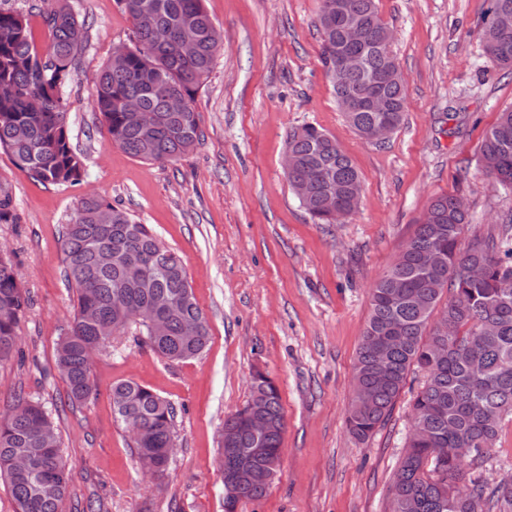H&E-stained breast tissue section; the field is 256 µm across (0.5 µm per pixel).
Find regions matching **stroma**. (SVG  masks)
Returning <instances> with one entry per match:
<instances>
[{
    "instance_id": "obj_1",
    "label": "stroma",
    "mask_w": 512,
    "mask_h": 512,
    "mask_svg": "<svg viewBox=\"0 0 512 512\" xmlns=\"http://www.w3.org/2000/svg\"><path fill=\"white\" fill-rule=\"evenodd\" d=\"M86 22V47L65 89L71 142L87 175L77 185L33 180L0 151V195L17 223H0V248L16 263L30 306L22 357L0 362V411L15 394L54 414L72 465L62 512H224L218 465L226 417L250 399L263 371L276 384L287 428L266 494L240 512H388L389 489L424 376L411 372L391 416L368 439L347 426L356 354L371 290L431 200L461 196L463 242L512 213V194L486 175L479 149L512 108V71L485 53L479 29L488 0H377L406 79L401 125L385 142L346 122L320 61V0H205L224 50L194 102L202 136L177 160L144 162L113 143L93 102V78L132 24L115 0H67ZM334 135L362 180L358 209L337 224L313 223L284 173L293 128ZM97 195L151 225L180 256L210 339L199 356L169 362L129 336L97 353V394L71 403L55 362L75 315L62 230L80 201ZM144 385L178 409L168 473L144 476L111 388ZM467 479H512V422Z\"/></svg>"
}]
</instances>
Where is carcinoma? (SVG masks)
<instances>
[{
	"instance_id": "cac0c4a2",
	"label": "carcinoma",
	"mask_w": 512,
	"mask_h": 512,
	"mask_svg": "<svg viewBox=\"0 0 512 512\" xmlns=\"http://www.w3.org/2000/svg\"><path fill=\"white\" fill-rule=\"evenodd\" d=\"M132 21L135 43L127 55L113 52L93 78L94 105L112 141L148 162L173 161L200 140L195 95L208 77L224 38L204 0H116ZM512 0H489L480 38L486 54L512 70ZM362 38L348 39L350 22ZM50 43L37 48L29 19L0 8V150L33 179L74 184L86 176L74 151L63 89L71 80L83 46L74 42L77 16L59 3L44 13ZM198 34L194 54L176 50L179 32ZM318 28L321 62L345 52L360 65L341 80L331 74L336 100L377 99L386 111L347 112V122L367 141L385 122L398 126L405 111V81L379 16L375 0H321ZM174 96L186 100L171 109ZM136 101L158 122L144 128L123 109ZM286 151L292 160L288 184L316 224H335L322 207L332 189L345 213L357 210L360 175L336 138L306 124L291 130ZM480 163L506 192H512V108L500 113L480 147ZM468 214L457 196L441 194L425 221L385 270L370 295L366 328L354 366V392L348 410L350 432L369 438L388 419L410 371L424 374L412 402L411 432L390 488L389 512H512V484L459 485L463 468L454 448H473V464L494 447L502 423L512 415V215L495 232L463 248ZM66 279L76 293V313L59 338L56 366L73 402L96 393L91 372L95 353L112 344L111 329L140 340L157 355L179 362L199 355L209 341V325L198 306L178 254L147 224L98 197L80 202L62 234ZM447 302H442L443 295ZM28 297L18 271L0 253V362L18 350V329ZM448 322L443 335L430 324L435 311ZM393 337L382 357L372 350L376 336ZM117 420L135 430L133 448L141 467L165 475L166 449L176 446V408L153 390L133 381L112 386ZM247 406L269 423L260 439L240 410L224 420L220 469L246 468L247 483L236 502L261 497L268 488L269 465L280 462L285 417L278 388L260 371L253 373ZM0 479L17 512H60L69 487L70 465L61 454L52 413L34 399L19 398L0 414Z\"/></svg>"
}]
</instances>
